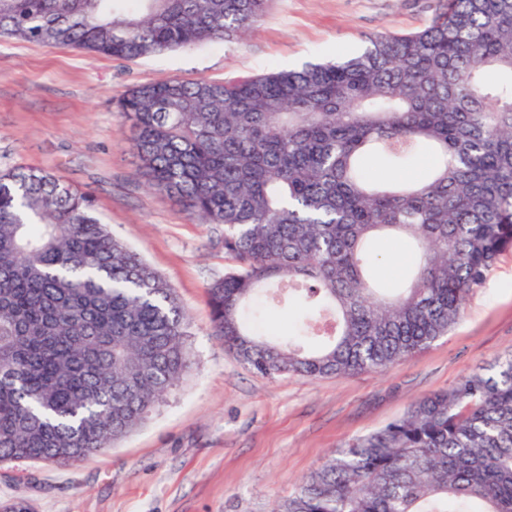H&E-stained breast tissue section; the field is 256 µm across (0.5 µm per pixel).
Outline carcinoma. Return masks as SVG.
<instances>
[{
    "instance_id": "cac0c4a2",
    "label": "carcinoma",
    "mask_w": 512,
    "mask_h": 512,
    "mask_svg": "<svg viewBox=\"0 0 512 512\" xmlns=\"http://www.w3.org/2000/svg\"><path fill=\"white\" fill-rule=\"evenodd\" d=\"M268 0H0V38L135 59L238 38ZM138 173L224 225L211 324L253 372H383L459 321L512 250V0H442L420 31L336 62L139 85L120 102ZM427 156L382 185L360 167ZM415 274L371 287L369 241ZM305 308L255 322L267 285ZM173 289L47 171L0 172V464L68 465L136 427L188 371ZM275 512H512V352L345 443ZM272 303L276 305L277 308L275 311L268 314L264 326L273 328L282 334H288L292 322L298 316V311L296 309L288 310L285 296H282Z\"/></svg>"
}]
</instances>
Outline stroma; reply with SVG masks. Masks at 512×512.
<instances>
[{"label":"stroma","mask_w":512,"mask_h":512,"mask_svg":"<svg viewBox=\"0 0 512 512\" xmlns=\"http://www.w3.org/2000/svg\"><path fill=\"white\" fill-rule=\"evenodd\" d=\"M437 0H271L246 36L122 59L0 39V170L36 167L89 193L96 215L175 291L191 367L143 422L67 466L0 465V502L34 512H272L349 440L402 416L512 350V253L500 257L447 336L383 372L268 378L214 336L208 287L222 278L224 227L188 217L138 175L119 99L134 86L221 80L359 53L369 35L409 33ZM398 287L412 250L376 246Z\"/></svg>","instance_id":"stroma-1"}]
</instances>
